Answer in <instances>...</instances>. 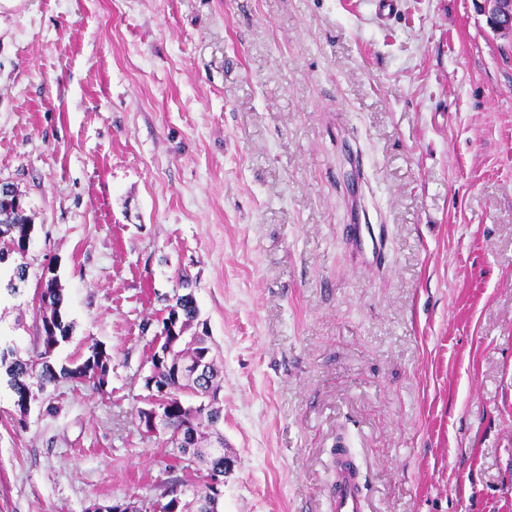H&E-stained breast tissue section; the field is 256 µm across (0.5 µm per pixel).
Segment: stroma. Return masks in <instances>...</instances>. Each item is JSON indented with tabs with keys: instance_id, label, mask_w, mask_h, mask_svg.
I'll use <instances>...</instances> for the list:
<instances>
[{
	"instance_id": "1",
	"label": "stroma",
	"mask_w": 512,
	"mask_h": 512,
	"mask_svg": "<svg viewBox=\"0 0 512 512\" xmlns=\"http://www.w3.org/2000/svg\"><path fill=\"white\" fill-rule=\"evenodd\" d=\"M0 182L38 228L0 343L35 346L56 265L70 364L19 419L0 512L199 487L143 439L152 340L190 289L222 367V512H512V41L473 0L0 5ZM384 224L377 269L347 248ZM332 493L335 512H367L358 468L353 461L347 458L338 459Z\"/></svg>"
}]
</instances>
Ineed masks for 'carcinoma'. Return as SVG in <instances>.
<instances>
[{"mask_svg": "<svg viewBox=\"0 0 512 512\" xmlns=\"http://www.w3.org/2000/svg\"><path fill=\"white\" fill-rule=\"evenodd\" d=\"M34 234L35 224L26 208H17L0 201V262L13 259L7 288L12 294L19 292L15 283L28 279L25 257ZM175 312L180 314L177 326L180 340L168 355L155 353L152 356L154 393L165 401L169 409V437L162 440V443L167 448L178 449L189 468L197 461L212 471H222L224 436L217 430L221 412L193 408L181 399V394L190 391L217 399L221 389L219 370L212 363L208 373L203 376L175 374L176 365L192 363L195 358L211 352L206 334L184 335L199 315L193 295L186 293L176 297L175 304L169 307L167 317L163 319L164 330H169L168 321ZM38 317L36 346L32 355L23 359L11 347L0 348V369L5 370L10 378L15 411L21 418L26 417L32 405L39 401L48 387L59 380L64 378L88 384L100 392L107 386L112 370V354L98 343L88 347L86 355L74 366L59 370L54 368L53 354L61 343L70 338L72 326L65 320L62 288L52 269L47 271L44 286L40 290ZM223 495V488L206 485L195 491L192 499L187 500L172 489L166 492L169 497L166 512H214V503L221 501Z\"/></svg>", "mask_w": 512, "mask_h": 512, "instance_id": "1", "label": "carcinoma"}]
</instances>
